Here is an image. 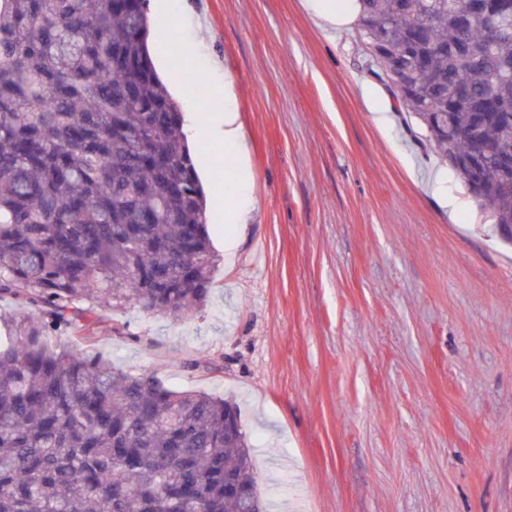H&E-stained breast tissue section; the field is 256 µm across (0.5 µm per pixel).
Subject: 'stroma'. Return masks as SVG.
Masks as SVG:
<instances>
[{
  "label": "stroma",
  "instance_id": "obj_1",
  "mask_svg": "<svg viewBox=\"0 0 512 512\" xmlns=\"http://www.w3.org/2000/svg\"><path fill=\"white\" fill-rule=\"evenodd\" d=\"M170 2L188 25L165 44L209 92L232 83L246 155L206 139L208 104L185 112L224 183L214 287L182 323L103 312L95 351L235 402L269 512H512V247L355 26L304 0Z\"/></svg>",
  "mask_w": 512,
  "mask_h": 512
}]
</instances>
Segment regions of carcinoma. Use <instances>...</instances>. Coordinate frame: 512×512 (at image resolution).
<instances>
[{"mask_svg":"<svg viewBox=\"0 0 512 512\" xmlns=\"http://www.w3.org/2000/svg\"><path fill=\"white\" fill-rule=\"evenodd\" d=\"M454 2L359 0L357 25L414 73L399 106L512 244V12L494 27ZM149 29L146 0H0V300L33 312L0 339V512L262 505L235 403L93 351L98 312L180 322L214 284L206 195Z\"/></svg>","mask_w":512,"mask_h":512,"instance_id":"carcinoma-1","label":"carcinoma"}]
</instances>
